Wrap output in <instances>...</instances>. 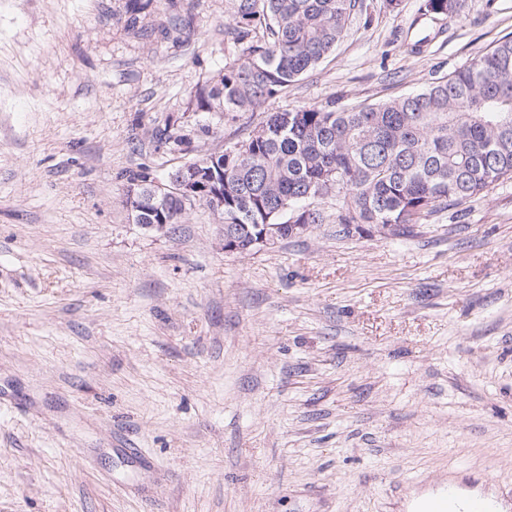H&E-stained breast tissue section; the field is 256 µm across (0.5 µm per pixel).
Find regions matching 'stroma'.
Listing matches in <instances>:
<instances>
[{"label": "stroma", "mask_w": 512, "mask_h": 512, "mask_svg": "<svg viewBox=\"0 0 512 512\" xmlns=\"http://www.w3.org/2000/svg\"><path fill=\"white\" fill-rule=\"evenodd\" d=\"M0 0V512H411L449 471L512 487V179L385 238L222 248L202 205L124 203L272 112L422 89L512 34V0H357L335 52L225 118L229 0ZM180 26L168 29L170 17ZM182 127L187 150L159 130ZM209 126L202 134L201 126Z\"/></svg>", "instance_id": "35a3bbf8"}]
</instances>
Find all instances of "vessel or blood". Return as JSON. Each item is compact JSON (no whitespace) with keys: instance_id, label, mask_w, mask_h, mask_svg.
Instances as JSON below:
<instances>
[{"instance_id":"1","label":"vessel or blood","mask_w":512,"mask_h":512,"mask_svg":"<svg viewBox=\"0 0 512 512\" xmlns=\"http://www.w3.org/2000/svg\"><path fill=\"white\" fill-rule=\"evenodd\" d=\"M488 480V475L472 474L461 482L436 484L431 504L422 512H512V488L492 500L479 493V485Z\"/></svg>"}]
</instances>
